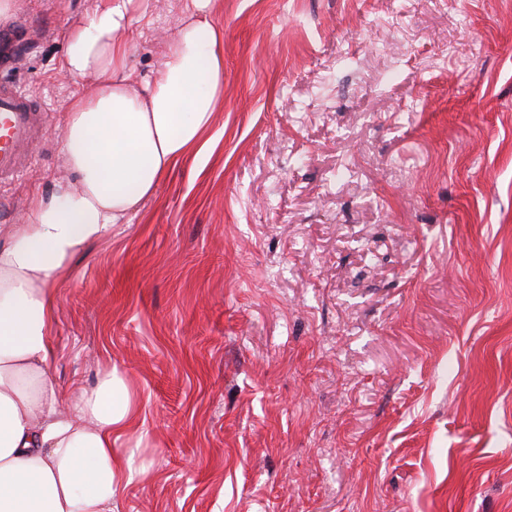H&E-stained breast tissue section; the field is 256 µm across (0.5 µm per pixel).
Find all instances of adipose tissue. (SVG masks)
<instances>
[{"mask_svg": "<svg viewBox=\"0 0 512 512\" xmlns=\"http://www.w3.org/2000/svg\"><path fill=\"white\" fill-rule=\"evenodd\" d=\"M212 6L191 0L160 76L139 92L125 74L127 37L146 0H102L70 37L66 76L96 81L70 101L60 141L77 182L33 200L0 245V512H116L119 488L139 474L113 451L135 417L117 370L66 398L51 377L56 287L179 160L205 151L224 88Z\"/></svg>", "mask_w": 512, "mask_h": 512, "instance_id": "ef3b65f1", "label": "adipose tissue"}]
</instances>
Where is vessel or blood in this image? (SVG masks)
<instances>
[{"instance_id": "1", "label": "vessel or blood", "mask_w": 512, "mask_h": 512, "mask_svg": "<svg viewBox=\"0 0 512 512\" xmlns=\"http://www.w3.org/2000/svg\"><path fill=\"white\" fill-rule=\"evenodd\" d=\"M43 124L39 106L15 87L0 82V182L26 168Z\"/></svg>"}]
</instances>
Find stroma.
I'll use <instances>...</instances> for the list:
<instances>
[{
    "mask_svg": "<svg viewBox=\"0 0 512 512\" xmlns=\"http://www.w3.org/2000/svg\"><path fill=\"white\" fill-rule=\"evenodd\" d=\"M99 0H15L0 79L47 115L0 185L69 178L64 73ZM190 0H150L128 82ZM204 155L57 288L63 393L116 366L143 474L119 512H512V0H217Z\"/></svg>",
    "mask_w": 512,
    "mask_h": 512,
    "instance_id": "stroma-1",
    "label": "stroma"
}]
</instances>
